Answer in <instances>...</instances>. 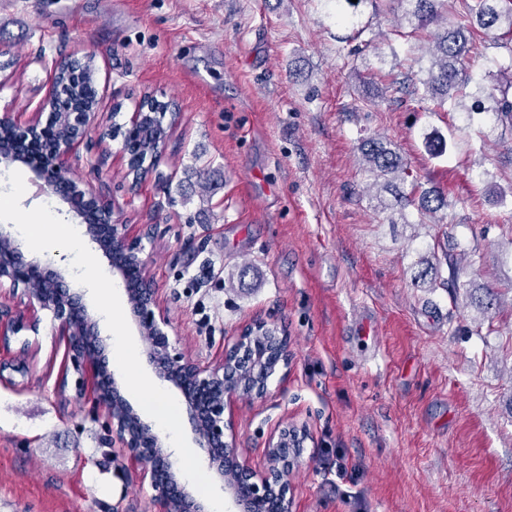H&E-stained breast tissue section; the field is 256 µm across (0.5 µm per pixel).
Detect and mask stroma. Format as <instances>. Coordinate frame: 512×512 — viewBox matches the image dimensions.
<instances>
[{
    "instance_id": "35a3bbf8",
    "label": "stroma",
    "mask_w": 512,
    "mask_h": 512,
    "mask_svg": "<svg viewBox=\"0 0 512 512\" xmlns=\"http://www.w3.org/2000/svg\"><path fill=\"white\" fill-rule=\"evenodd\" d=\"M355 20L375 47L354 52L334 0H0V62L15 63L0 117L28 122L51 95L39 50L94 54L100 126L62 169L140 239L187 358L220 367L256 320L287 335V370L226 412L259 472L274 433L307 427L293 512H512V136L485 114L467 131L456 113L371 94L428 54L395 36L388 0ZM147 94L179 116L137 179L108 131ZM426 129L447 139L442 157ZM374 134L447 196L442 223L379 211L359 161ZM426 258L439 281L419 279ZM490 290L500 304L485 312ZM20 316L39 324L0 345L27 368L0 381V512H159L139 463L112 452L105 410L77 396L56 323L0 288V325Z\"/></svg>"
}]
</instances>
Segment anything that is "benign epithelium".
Returning <instances> with one entry per match:
<instances>
[{"mask_svg": "<svg viewBox=\"0 0 512 512\" xmlns=\"http://www.w3.org/2000/svg\"><path fill=\"white\" fill-rule=\"evenodd\" d=\"M38 61L54 75L69 64L67 58L44 52L39 54ZM65 99L63 87L56 84L50 99L39 105L36 117L28 123L22 125L6 116L1 117L0 123L9 124L19 141L35 131L61 123L68 125L71 133L52 144L47 157L41 160L34 162L18 152L7 157L0 152V164L29 167L33 182L40 190L59 197L68 213L81 219L89 241L102 251L112 267V276L125 289L130 314L140 335L150 336L146 351L149 364L162 381L172 384L183 394L198 448L205 454L209 468L222 481L224 493L236 512H292L288 475L277 471L257 472L241 464L232 419L225 417L228 400L262 397L267 391L268 377L288 366L286 351L271 358L257 344L250 342V337L264 332L276 333L278 328L264 322L245 328L218 370L200 367L176 348L165 331L168 320L152 286L141 243L128 237L127 225L123 224L120 212L103 201L95 187L87 182L73 181L63 190L57 185L56 175L62 160L78 142L91 137L99 116L96 108L70 112L65 107ZM111 137L122 141L128 171L137 177L143 173V168L138 166L139 153L131 151L127 138L137 137L161 145L166 132L154 121L153 113L139 107L130 117V126L115 124L111 127ZM0 243L9 245V250H0V285L9 284L13 292L20 293V299L31 311H47L58 322L59 335L67 337L72 365L79 375V390H84L86 372L93 371V394L107 411L112 437L122 452L141 465V478L149 482L153 500L161 506V512H203L201 504L181 485L164 438L135 412L121 395L115 377L107 372L103 357L105 340L80 297L70 292L65 271L27 258L11 231L1 225ZM248 349L251 350L250 367L257 383L246 394L237 383V360ZM88 350L97 353L89 366L84 360ZM308 439L309 433L303 426L282 428L267 443L270 467L279 463L280 448L288 449V463L297 461L301 456L300 449Z\"/></svg>", "mask_w": 512, "mask_h": 512, "instance_id": "benign-epithelium-1", "label": "benign epithelium"}]
</instances>
